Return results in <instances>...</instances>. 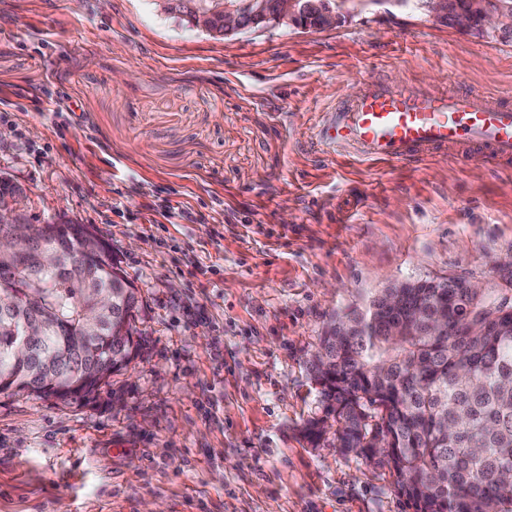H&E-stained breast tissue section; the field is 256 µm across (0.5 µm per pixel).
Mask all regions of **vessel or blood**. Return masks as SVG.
<instances>
[{
	"label": "vessel or blood",
	"instance_id": "obj_1",
	"mask_svg": "<svg viewBox=\"0 0 512 512\" xmlns=\"http://www.w3.org/2000/svg\"><path fill=\"white\" fill-rule=\"evenodd\" d=\"M310 139L366 162H417L458 147L467 157L512 158V101L470 92H407L383 83L325 112Z\"/></svg>",
	"mask_w": 512,
	"mask_h": 512
}]
</instances>
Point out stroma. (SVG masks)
Instances as JSON below:
<instances>
[{"instance_id":"stroma-1","label":"stroma","mask_w":512,"mask_h":512,"mask_svg":"<svg viewBox=\"0 0 512 512\" xmlns=\"http://www.w3.org/2000/svg\"><path fill=\"white\" fill-rule=\"evenodd\" d=\"M348 9L224 38L160 0H0V177L142 298L139 355L93 399L0 394V512H409L388 468L304 439L310 362L391 283L498 279L512 160L370 164L310 130L369 82L512 99V41Z\"/></svg>"}]
</instances>
